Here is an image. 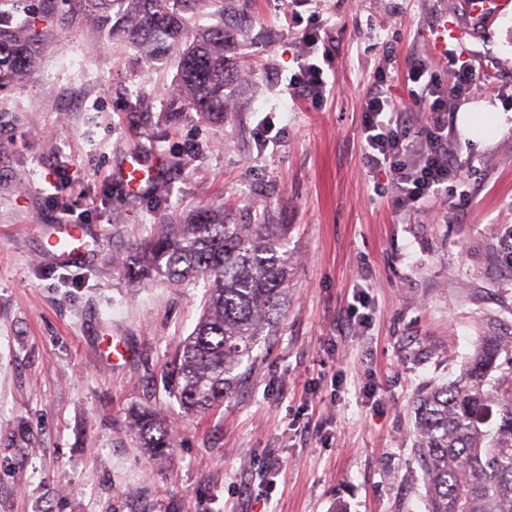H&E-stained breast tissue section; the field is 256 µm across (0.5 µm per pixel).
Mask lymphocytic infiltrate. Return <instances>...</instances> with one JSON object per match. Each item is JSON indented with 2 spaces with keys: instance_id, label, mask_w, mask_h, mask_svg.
Returning <instances> with one entry per match:
<instances>
[{
  "instance_id": "f902f5d3",
  "label": "lymphocytic infiltrate",
  "mask_w": 512,
  "mask_h": 512,
  "mask_svg": "<svg viewBox=\"0 0 512 512\" xmlns=\"http://www.w3.org/2000/svg\"><path fill=\"white\" fill-rule=\"evenodd\" d=\"M305 52L299 74L292 83L298 98L322 99L329 86L324 68L315 57L320 35L302 36ZM480 75L468 67L453 71L442 80L431 62L415 59L407 67L413 83V104L396 106L391 85L378 75L365 105L364 134L367 159L373 166H388L396 174V205L416 208L447 189L467 196L469 187L457 164V146L448 137V111L452 103L464 99Z\"/></svg>"
}]
</instances>
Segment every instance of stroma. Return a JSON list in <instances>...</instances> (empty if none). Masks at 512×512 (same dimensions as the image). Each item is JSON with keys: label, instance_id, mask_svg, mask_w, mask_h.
<instances>
[{"label": "stroma", "instance_id": "obj_1", "mask_svg": "<svg viewBox=\"0 0 512 512\" xmlns=\"http://www.w3.org/2000/svg\"><path fill=\"white\" fill-rule=\"evenodd\" d=\"M221 21L241 33V79L220 121L171 117L176 60L147 62L85 21L0 92V512H426L414 397L455 379L489 330L512 333V116L482 141L458 124L512 96V13L446 59L428 35L466 26L460 0H234L188 15ZM308 30L335 76L317 103L288 86ZM410 58L483 80L448 115L469 200L406 212L393 174L367 163L363 109L381 72L411 102ZM219 206L287 225L296 263L248 384L187 414L166 383L205 289L130 282L117 255ZM65 216L86 229L84 265L43 249ZM137 407L174 428L166 464L139 447ZM20 426L30 447L10 442Z\"/></svg>", "mask_w": 512, "mask_h": 512}]
</instances>
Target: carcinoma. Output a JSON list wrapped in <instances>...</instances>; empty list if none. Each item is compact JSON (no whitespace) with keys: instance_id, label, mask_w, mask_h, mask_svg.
I'll return each mask as SVG.
<instances>
[{"instance_id":"carcinoma-1","label":"carcinoma","mask_w":512,"mask_h":512,"mask_svg":"<svg viewBox=\"0 0 512 512\" xmlns=\"http://www.w3.org/2000/svg\"><path fill=\"white\" fill-rule=\"evenodd\" d=\"M196 2L59 0L60 19L88 18L150 63L177 52L172 111L222 120L224 90L237 78L224 55L233 29L188 33L184 12ZM52 20L43 14L19 27L0 12L1 92L34 68L54 36ZM120 265L137 283L206 284L198 322L174 361L171 387L185 412L205 413L248 382L255 347L276 335L288 305V225L234 224L224 209L206 208L132 244ZM415 413L427 512H512V334L485 337L456 379L418 393ZM130 425L141 447L170 456L173 435L159 413L137 408Z\"/></svg>"}]
</instances>
